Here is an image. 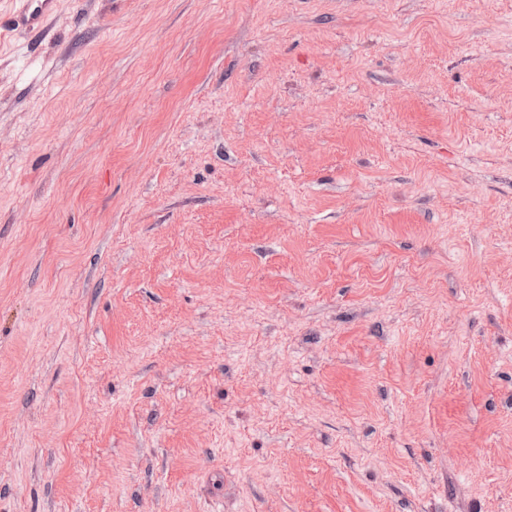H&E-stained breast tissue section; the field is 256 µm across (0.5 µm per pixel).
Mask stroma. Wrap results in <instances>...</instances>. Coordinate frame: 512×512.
Returning <instances> with one entry per match:
<instances>
[{
	"instance_id": "1",
	"label": "stroma",
	"mask_w": 512,
	"mask_h": 512,
	"mask_svg": "<svg viewBox=\"0 0 512 512\" xmlns=\"http://www.w3.org/2000/svg\"><path fill=\"white\" fill-rule=\"evenodd\" d=\"M0 30V512H512V0H55Z\"/></svg>"
}]
</instances>
